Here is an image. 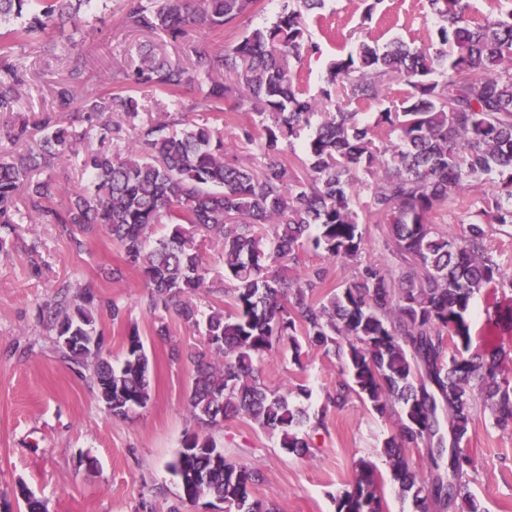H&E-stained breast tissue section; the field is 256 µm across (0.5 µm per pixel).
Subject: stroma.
Returning a JSON list of instances; mask_svg holds the SVG:
<instances>
[{"mask_svg":"<svg viewBox=\"0 0 512 512\" xmlns=\"http://www.w3.org/2000/svg\"><path fill=\"white\" fill-rule=\"evenodd\" d=\"M80 30L55 33L56 46L39 42L15 47L13 58L26 73L17 111L35 120L52 105V84L64 79L71 54L86 57L82 95L110 92L111 74L131 64L142 45L151 44L173 59L187 60L190 48L225 50L223 35L192 30L185 45L160 35L127 29L120 0H97L82 12ZM438 25L428 0H326L321 18L308 28L322 48L297 69L303 88L317 94L330 59L363 38L385 46L396 37L428 45ZM97 134L79 146L98 148ZM79 153V155H80ZM79 155L67 154L46 170L60 187L78 190L87 181ZM119 247L98 235L75 248L54 224L21 223L12 245L0 254V512H20L17 485L41 501L43 512H172L179 502L177 478L168 464L195 425L186 406L193 367L189 360L170 361L172 346L198 345V329L172 313L150 314L149 290L135 269L122 280L107 278L123 264ZM89 304L105 338L113 364H120L124 341L137 329L153 370L148 405L126 418L111 417L97 395L91 369L65 361L56 338L42 321L45 306L58 294ZM124 311L112 320L113 307ZM473 347L498 350L501 378L512 382V331L488 322L482 299L473 302ZM169 333L156 335L159 322ZM344 363L317 348L306 349L294 365L287 348H279L264 366L265 382L289 394L309 414H325L323 428L308 430L310 448L300 456L281 448L277 437L245 417H232L215 431L227 455L241 459L262 475L256 497L277 512H336L335 499L347 488L355 464L373 463L383 491V512H414L392 480L382 453L397 431V418L378 415L356 394L342 407L326 397L344 378ZM306 385L308 395L297 394ZM469 451L475 460L470 489L485 512H512V430L495 428L489 411L476 409L470 425Z\"/></svg>","mask_w":512,"mask_h":512,"instance_id":"35a3bbf8","label":"stroma"}]
</instances>
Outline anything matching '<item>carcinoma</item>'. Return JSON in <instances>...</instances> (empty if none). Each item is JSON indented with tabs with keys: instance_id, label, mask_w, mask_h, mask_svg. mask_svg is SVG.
<instances>
[{
	"instance_id": "obj_1",
	"label": "carcinoma",
	"mask_w": 512,
	"mask_h": 512,
	"mask_svg": "<svg viewBox=\"0 0 512 512\" xmlns=\"http://www.w3.org/2000/svg\"><path fill=\"white\" fill-rule=\"evenodd\" d=\"M90 0H0V52H9L66 24L80 23ZM123 21L134 30L158 32L182 44L190 28L224 30L232 36L222 53L193 52L187 63L141 47L117 86L80 102L84 56L69 60L66 79L54 86L53 105L35 126L45 132L36 151L0 163V252L23 219L57 224L71 242L100 233L121 248L150 290V306L203 328V347L187 358L194 377L187 412L197 430L186 435L169 463L185 507L206 497L224 512H275L253 499L260 473L232 459L212 431L239 415L279 437L280 447L309 448L297 429L324 426L291 405L288 395L261 379V367L279 345L300 361L303 346H317L343 359L349 381L339 383L330 403L353 391L383 415L397 414L398 431L383 444L399 492L416 512H480L469 490L475 462L466 445L474 406L493 413L494 426L512 429V388L499 379L498 354L472 348L471 310L476 296L496 323L512 328L498 291L512 288L489 243L493 225L512 226V10L470 17L469 0H429L439 18L429 45L395 40L380 49L366 41L329 63L318 94L294 79L292 67L321 53L308 34L305 15L324 0H284L275 21L248 28L260 0H121ZM0 80V113H12L23 70L6 63ZM408 86L386 106L385 83ZM205 86L211 112L245 104L256 118L237 126L233 144L252 147L260 161L246 165L228 157L221 132L207 121L178 131L157 119L137 124L134 93L152 89L176 96ZM381 106L372 121L353 108ZM83 111L100 127V148L83 167L89 180L66 202L62 190L38 175L76 147L81 135L61 124L64 112ZM123 114L128 125L106 117ZM303 175H293L285 144L302 137ZM125 144V156L111 146ZM367 194V211L387 227L399 263L385 269L367 262L356 279L320 300L329 270L306 265L303 253L356 260L371 240L356 200ZM23 205H18V202ZM465 216L463 232L438 230L445 213ZM169 224L168 235L150 241L149 230ZM224 240V309L205 319L195 297L207 269L194 237ZM58 336L74 332L102 339L86 306L62 298L48 311ZM67 361L92 368L97 393L109 415L126 418L151 400L153 373L138 330L129 331L124 360L94 363L75 347L59 346ZM425 452L428 470L410 466L406 451ZM336 512H382L373 465L359 461L351 485L336 497Z\"/></svg>"
}]
</instances>
